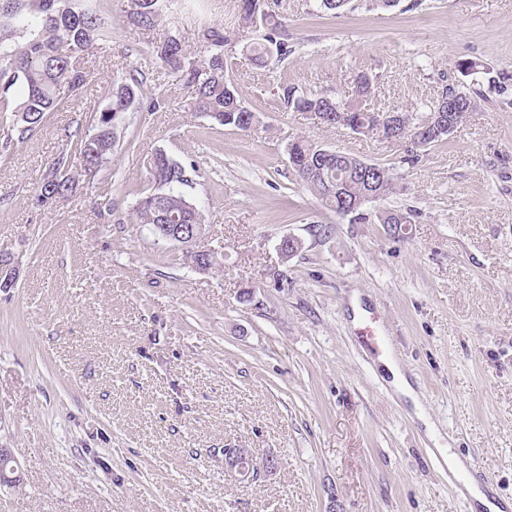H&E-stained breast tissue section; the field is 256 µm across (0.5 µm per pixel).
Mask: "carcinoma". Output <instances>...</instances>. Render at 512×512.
<instances>
[{
  "label": "carcinoma",
  "instance_id": "carcinoma-1",
  "mask_svg": "<svg viewBox=\"0 0 512 512\" xmlns=\"http://www.w3.org/2000/svg\"><path fill=\"white\" fill-rule=\"evenodd\" d=\"M164 0L141 5L137 16H127L138 28H153L163 13ZM271 7L258 12L253 25L266 29L262 41L253 43L255 60L264 65L280 63L292 54V47L279 38L280 22ZM112 41V19L101 14L96 0H0V114L21 113L18 136L34 132L46 114L55 110L60 90L77 92L86 82V74L77 65V57L95 45ZM228 38L224 31H208L206 55L197 58L181 42L168 36L153 43V53L168 73L194 90L192 108L221 126L241 128V101L232 93L234 87L226 76L224 47ZM141 80L135 73L112 80L106 103L92 117V133L75 140L72 147L83 162L84 170L97 172L112 155V114L128 112L127 98L138 100ZM373 92V85L356 83L354 96L342 100L323 96H300L296 90L284 89L288 105L299 112H309L312 104L320 111L334 114L345 110L361 122L372 112L362 107L363 99ZM442 100L435 101L427 114L403 113L406 130L422 129L433 113L442 110ZM318 145L307 139H296L288 145V154L301 159H314ZM356 158L342 155L338 161L325 164L313 178L300 177L305 187L331 211L341 216L347 199L367 189L365 180L354 174ZM148 187L140 192L135 205L139 223L193 224L198 233L204 231L201 208L187 194L193 185L189 171L163 150L147 161ZM73 177L64 160L55 163L39 189V200L50 204L72 192Z\"/></svg>",
  "mask_w": 512,
  "mask_h": 512
}]
</instances>
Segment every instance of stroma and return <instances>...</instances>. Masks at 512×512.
Here are the masks:
<instances>
[{
  "instance_id": "stroma-1",
  "label": "stroma",
  "mask_w": 512,
  "mask_h": 512,
  "mask_svg": "<svg viewBox=\"0 0 512 512\" xmlns=\"http://www.w3.org/2000/svg\"><path fill=\"white\" fill-rule=\"evenodd\" d=\"M101 4L112 41L81 56L80 92H61L27 138L0 119V253L18 264L0 288V447L23 476L0 487V512H471L440 465L451 453L490 473L488 496L512 499V0H349L335 13L281 0L294 52L270 67L235 0H172L150 30L128 23L127 0ZM211 26L257 130L192 111V87L148 53L171 35L203 55ZM134 69L141 109L86 175L71 143ZM358 74L375 82L374 112L426 111L448 85L475 106L416 150L284 102L287 86L350 98ZM299 137L392 167L393 192L362 219L336 215L289 163ZM158 149L193 169L199 245L221 267L196 272L137 223ZM61 156L75 188L39 204ZM389 211L407 223H384ZM287 236L301 243L289 257ZM370 329L389 357L360 345ZM228 448L277 467L243 481Z\"/></svg>"
}]
</instances>
